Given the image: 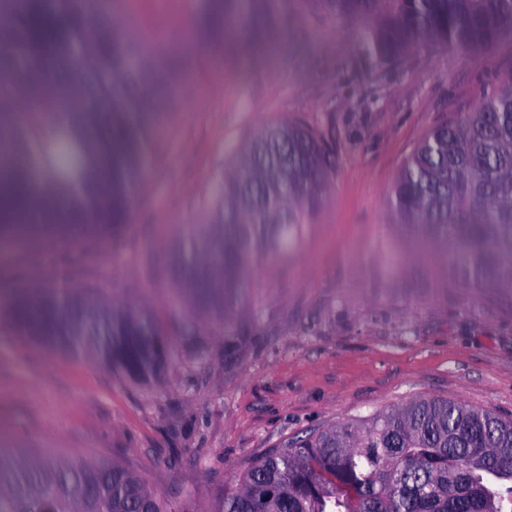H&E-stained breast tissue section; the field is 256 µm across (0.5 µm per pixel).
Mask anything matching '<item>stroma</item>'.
<instances>
[{
    "label": "stroma",
    "instance_id": "35a3bbf8",
    "mask_svg": "<svg viewBox=\"0 0 512 512\" xmlns=\"http://www.w3.org/2000/svg\"><path fill=\"white\" fill-rule=\"evenodd\" d=\"M210 37L197 0H124L116 25L157 41L173 85L123 252L99 239L80 262L112 300L169 306L185 225L209 218L244 143L296 118L330 148V190L299 243L249 272V311L189 310L168 361L134 380L0 327V448L117 462L170 512H216L276 448L416 399L512 417V298L446 279L437 254L395 229L389 193L428 130L471 111L512 74V40L488 51L428 44L397 63L364 51L373 19L320 0H238ZM83 284L57 259L0 243V279Z\"/></svg>",
    "mask_w": 512,
    "mask_h": 512
}]
</instances>
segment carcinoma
I'll return each mask as SVG.
<instances>
[{
    "mask_svg": "<svg viewBox=\"0 0 512 512\" xmlns=\"http://www.w3.org/2000/svg\"><path fill=\"white\" fill-rule=\"evenodd\" d=\"M374 16L368 50L398 61L430 42L489 50L512 37V0H321ZM209 29L230 17L206 7ZM144 40L105 23L99 0H0V231L37 224L53 248L112 232L119 248L146 184L168 89ZM332 161L300 120L237 152L220 207L190 250L164 268L179 280L163 318L115 308L101 288L0 285V321L67 351L110 362L134 340L166 336L185 306L224 319L246 305L251 263L292 249L324 201ZM395 223L444 257L465 288L512 293V76L485 85L474 109L430 130L390 193ZM512 419L422 399L275 448L218 512H512ZM0 512H168L116 463L41 452L0 454Z\"/></svg>",
    "mask_w": 512,
    "mask_h": 512,
    "instance_id": "obj_1",
    "label": "carcinoma"
}]
</instances>
